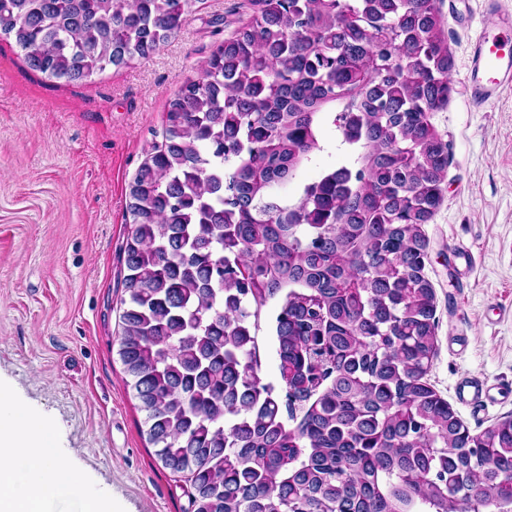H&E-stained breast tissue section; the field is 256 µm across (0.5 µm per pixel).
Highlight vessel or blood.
I'll use <instances>...</instances> for the list:
<instances>
[{"mask_svg":"<svg viewBox=\"0 0 512 512\" xmlns=\"http://www.w3.org/2000/svg\"><path fill=\"white\" fill-rule=\"evenodd\" d=\"M469 100L473 106L493 105L501 93L512 87V18L483 27L469 46ZM455 397L461 404L478 408L492 401V388L475 378L457 383Z\"/></svg>","mask_w":512,"mask_h":512,"instance_id":"b4317fda","label":"vessel or blood"}]
</instances>
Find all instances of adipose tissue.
Masks as SVG:
<instances>
[{"instance_id": "ef3b65f1", "label": "adipose tissue", "mask_w": 512, "mask_h": 512, "mask_svg": "<svg viewBox=\"0 0 512 512\" xmlns=\"http://www.w3.org/2000/svg\"><path fill=\"white\" fill-rule=\"evenodd\" d=\"M79 485L71 463L52 446V428L0 388V512H51Z\"/></svg>"}]
</instances>
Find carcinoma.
<instances>
[{
	"instance_id": "1",
	"label": "carcinoma",
	"mask_w": 512,
	"mask_h": 512,
	"mask_svg": "<svg viewBox=\"0 0 512 512\" xmlns=\"http://www.w3.org/2000/svg\"><path fill=\"white\" fill-rule=\"evenodd\" d=\"M169 102L129 188L118 355L191 512H512V418L478 434L427 382V239L452 55L436 0H251ZM197 0H0L68 83L146 59ZM336 129L340 160L290 197ZM278 381L261 377L272 300Z\"/></svg>"
}]
</instances>
